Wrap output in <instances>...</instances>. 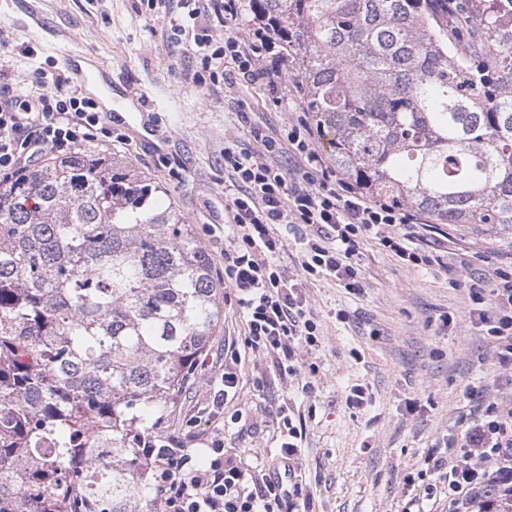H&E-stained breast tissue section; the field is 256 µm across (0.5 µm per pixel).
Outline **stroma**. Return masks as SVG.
I'll return each instance as SVG.
<instances>
[{"label":"stroma","instance_id":"1","mask_svg":"<svg viewBox=\"0 0 512 512\" xmlns=\"http://www.w3.org/2000/svg\"><path fill=\"white\" fill-rule=\"evenodd\" d=\"M223 38L213 14L189 15L182 0H0V91L35 87L39 76L67 77L104 110L111 141L96 148L123 157L159 182L191 224L214 272L224 268L228 201L224 146L258 149L304 115L293 82L271 93L225 71L212 83L194 37ZM100 64L109 82L81 84L63 56ZM448 267L404 266L375 240L362 241V294L336 279L308 280L302 293L319 329V372L312 392L284 378L273 361L246 355L239 393L224 414V447L263 473L282 471L272 417L285 408L302 420L298 480L311 512H402L404 479L434 443L475 405L467 382L493 379L492 344L469 318L457 280L467 270L492 274L512 258V230L451 224ZM453 318L442 325L441 315ZM212 381L196 373L168 413L164 435L185 421ZM362 406L347 405L353 386Z\"/></svg>","mask_w":512,"mask_h":512}]
</instances>
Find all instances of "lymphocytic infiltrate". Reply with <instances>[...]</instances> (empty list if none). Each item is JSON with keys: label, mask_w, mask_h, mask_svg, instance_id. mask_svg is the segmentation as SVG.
Instances as JSON below:
<instances>
[{"label": "lymphocytic infiltrate", "mask_w": 512, "mask_h": 512, "mask_svg": "<svg viewBox=\"0 0 512 512\" xmlns=\"http://www.w3.org/2000/svg\"><path fill=\"white\" fill-rule=\"evenodd\" d=\"M217 66H232L244 81L270 86L286 82L275 40L266 25L247 34L226 33L216 41L197 35ZM101 113L91 98L68 91L63 79L52 89L24 91L0 103V174H10L49 156L66 157L96 140ZM308 122L292 126L285 139L261 138L257 152L224 149V168L234 189L228 208L232 236L224 248V285L232 291L246 328L240 343L224 348V368L200 415L191 417L190 441L176 437L145 449L159 512H280L283 501L301 498L300 484L284 485L295 473L303 426L282 418L283 476L256 475L251 466L227 456L216 417L238 393L242 353L272 358L282 375L304 378L312 391L318 366L306 355L319 349L317 326L308 318L300 279L286 277L277 257L285 248L279 224H305L312 233L301 268L309 277H331L345 290L362 293L357 257L364 238L377 240L405 264H442L441 250L417 244L421 224L404 206L368 200L332 170L313 146ZM292 153L298 165L286 173L277 159ZM469 314L494 344L497 376L492 392L468 413L460 432L433 447L405 482L403 512H512V262L492 278L462 282ZM206 445L210 461L198 465L189 442Z\"/></svg>", "instance_id": "obj_1"}]
</instances>
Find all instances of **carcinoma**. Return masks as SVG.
<instances>
[{"mask_svg":"<svg viewBox=\"0 0 512 512\" xmlns=\"http://www.w3.org/2000/svg\"><path fill=\"white\" fill-rule=\"evenodd\" d=\"M250 5L362 192L512 229V0ZM161 193L86 149L0 177V512H159L141 440L223 316Z\"/></svg>","mask_w":512,"mask_h":512,"instance_id":"cac0c4a2","label":"carcinoma"}]
</instances>
